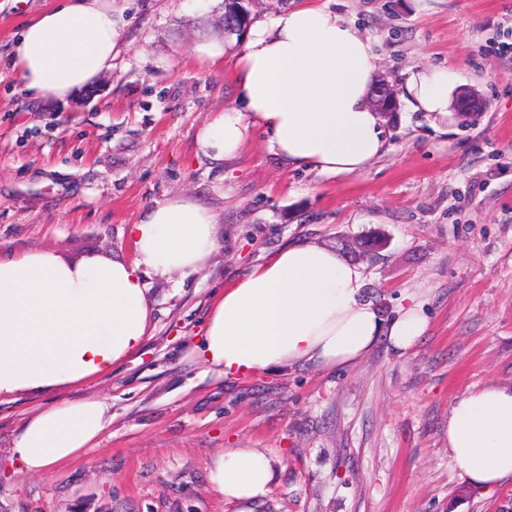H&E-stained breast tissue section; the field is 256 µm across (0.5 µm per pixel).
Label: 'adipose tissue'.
I'll list each match as a JSON object with an SVG mask.
<instances>
[{
	"instance_id": "ef3b65f1",
	"label": "adipose tissue",
	"mask_w": 512,
	"mask_h": 512,
	"mask_svg": "<svg viewBox=\"0 0 512 512\" xmlns=\"http://www.w3.org/2000/svg\"><path fill=\"white\" fill-rule=\"evenodd\" d=\"M116 38L112 0H56L19 33L11 69L42 99L60 100L111 70ZM234 65L235 103L197 139L213 161L235 156L256 134L281 161L322 173L360 171L383 154L370 102L372 43L320 0L255 21ZM461 79L422 67L409 73L402 98L412 111L444 114ZM128 234L131 261L93 255L70 265L49 251L0 257V398L110 373L148 334L143 269L191 272L217 245L212 214L188 196L154 202ZM363 286L359 266L336 249L289 244L225 288L191 355L232 378L351 366L382 336L411 348L428 328L418 304L389 323ZM111 422L101 396L50 404L24 423L7 458L20 471L52 475L95 447ZM448 454L474 485L512 481V386L452 402ZM276 475L269 451L227 448L213 459L209 484L245 505L266 495Z\"/></svg>"
}]
</instances>
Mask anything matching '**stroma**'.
<instances>
[{
    "label": "stroma",
    "mask_w": 512,
    "mask_h": 512,
    "mask_svg": "<svg viewBox=\"0 0 512 512\" xmlns=\"http://www.w3.org/2000/svg\"><path fill=\"white\" fill-rule=\"evenodd\" d=\"M368 38L375 75L401 90L425 66L462 71L474 123L400 104L387 148L342 175L288 166L255 136L222 164L200 129L235 101L233 59L197 43L225 35L224 0H112L119 39L97 96L49 103L11 70L24 24L53 0H0V255L48 250L77 263L130 260L127 227L154 201L193 197L219 246L195 272H145L139 352L78 386L0 402V452L26 418L101 395L112 423L52 476L0 479V512H239L209 487L227 448L278 459L248 512H512V482L474 486L448 454V410L512 384V0H324ZM379 238L361 260L366 298L394 320L418 302L428 330L407 351L380 340L357 364L216 377L189 352L224 287L293 242Z\"/></svg>",
    "instance_id": "1"
}]
</instances>
